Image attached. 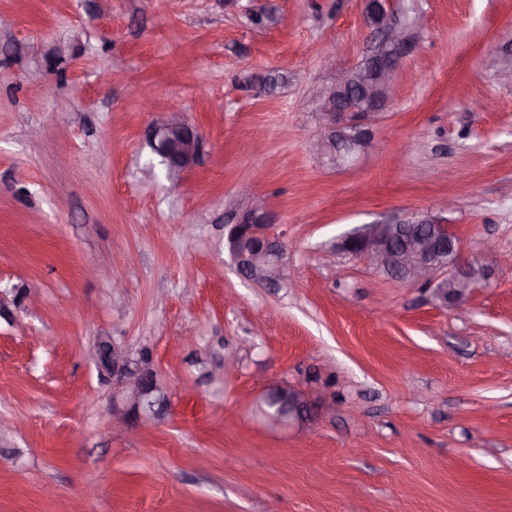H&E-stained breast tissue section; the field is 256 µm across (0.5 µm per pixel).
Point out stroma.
Listing matches in <instances>:
<instances>
[{"instance_id":"1","label":"stroma","mask_w":512,"mask_h":512,"mask_svg":"<svg viewBox=\"0 0 512 512\" xmlns=\"http://www.w3.org/2000/svg\"><path fill=\"white\" fill-rule=\"evenodd\" d=\"M0 16V295L26 291L0 320V512H512V0H397L410 49L378 148L344 168L309 143L320 89L379 42L362 0ZM173 111L202 141L176 181L149 144ZM244 186L288 244L275 286L224 261ZM444 198L464 256L495 268L467 318L325 260L353 227ZM100 334L152 349L160 418L113 429L86 355ZM287 383L334 410L271 423L258 400Z\"/></svg>"}]
</instances>
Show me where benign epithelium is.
<instances>
[{
	"instance_id": "benign-epithelium-1",
	"label": "benign epithelium",
	"mask_w": 512,
	"mask_h": 512,
	"mask_svg": "<svg viewBox=\"0 0 512 512\" xmlns=\"http://www.w3.org/2000/svg\"><path fill=\"white\" fill-rule=\"evenodd\" d=\"M394 0H366L367 23L380 34L385 47L364 66L336 73L319 91L321 112L311 151L328 164L341 167L376 146L374 126L389 106L399 62L406 53L404 31L393 22ZM150 138L177 177L197 162L200 136L178 112L152 125ZM340 251L367 261L377 270L399 271L430 287L441 306L462 314L473 292L492 276V269L477 259L462 256L459 239L443 217L420 213L414 220L388 219L362 224L337 242ZM224 251L237 273L260 284L283 278L287 244L273 231L259 208L244 210L234 224L224 225ZM100 378L112 384V424L133 427L160 417L169 396L159 378L152 352L130 351L110 336H98L90 348ZM285 392L288 404L272 418L301 428L309 424L317 400L295 386L276 385L263 399Z\"/></svg>"
}]
</instances>
